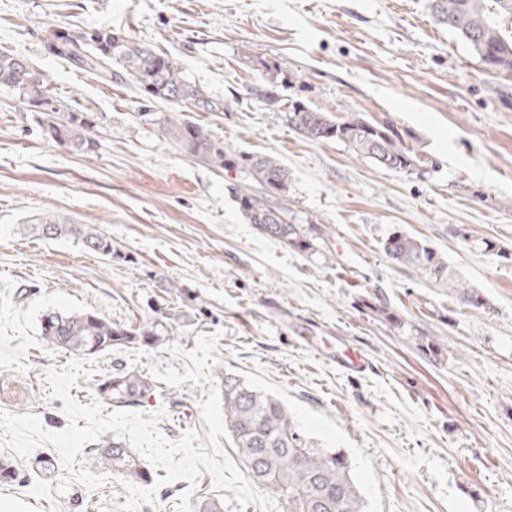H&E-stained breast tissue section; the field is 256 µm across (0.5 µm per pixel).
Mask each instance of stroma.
Segmentation results:
<instances>
[{"instance_id":"1","label":"stroma","mask_w":512,"mask_h":512,"mask_svg":"<svg viewBox=\"0 0 512 512\" xmlns=\"http://www.w3.org/2000/svg\"><path fill=\"white\" fill-rule=\"evenodd\" d=\"M429 0H0V49L41 70L62 108L93 113L98 148L76 155L48 140L36 113L0 86V411L36 414L63 430L48 373L74 359L51 346L40 319L90 311L132 327L161 325L163 341L93 356L94 376L70 394L98 398L97 381L123 368L183 369L169 347L194 349L218 334V364L277 396L320 448H340L368 512H512V264L467 247V229L512 249V74L490 69L437 23ZM112 28L176 55L220 112H192L240 153H271L289 174L288 217L321 230L306 256L259 234L233 191L238 173L178 153L157 119L173 106L101 83L49 54L48 29ZM295 99L343 117L359 112L409 129L429 166L377 167L339 141L296 134L272 104ZM49 214L94 224L112 243L102 257L74 238L21 232ZM401 228L427 240L488 298V311L454 306L447 289L391 263L382 242ZM379 294L403 320L393 328L362 305ZM452 309L446 326L429 305ZM444 341L436 360L426 340ZM361 355L353 371L346 352ZM201 387L157 382L136 410L171 442L187 432L207 446ZM0 459L18 473L0 499L23 512H114L126 479L72 483L58 451ZM222 512L240 507L209 474L162 486L156 506L183 494Z\"/></svg>"}]
</instances>
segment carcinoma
<instances>
[{
    "label": "carcinoma",
    "instance_id": "1",
    "mask_svg": "<svg viewBox=\"0 0 512 512\" xmlns=\"http://www.w3.org/2000/svg\"><path fill=\"white\" fill-rule=\"evenodd\" d=\"M436 21L469 44L482 62L494 50L497 71L512 73V30L503 19L512 15V0H429ZM46 48L76 68L104 83L124 78L132 82L147 100L170 105H190L193 112H222L224 103L210 98L188 80L178 59L149 45L107 28L90 31L52 29ZM0 86L19 94L32 112L47 116L46 138L67 146L73 153L96 151V117L90 112L61 108L49 89L44 74L26 58L0 51ZM161 134L171 140L185 157L217 170L243 174V189L251 194L237 200L247 223L262 235L278 240L293 251H317V229L288 222L272 223L275 211L287 213L288 169L272 155H241L224 146L203 126L181 115L159 121ZM288 124L303 138L344 143L359 158L399 172H411L424 160L417 139L396 122H371L350 112L343 118L313 109L299 100L288 106ZM26 230L47 238L73 237L87 250L101 256L112 254V243L98 226L75 224L52 215L29 224ZM457 236L465 244L501 261L512 262V250L487 240L471 238L462 230ZM385 256L395 265L410 269L432 283L448 288V296L461 307L487 310L488 299L478 288L459 280L448 260L427 242L399 228L383 242ZM364 307L392 326L401 323L397 313L379 296L364 300ZM41 333L51 345L84 355H98L128 344L150 347L161 337L152 327H127L88 311L43 315ZM224 425L237 448L248 478L266 493L286 501L287 512H365V501L352 476L345 452L336 448H315L295 423L285 405L271 394L259 391L233 374H224ZM101 396L115 408L142 402L155 392L148 378L118 369L97 385ZM102 468L136 483L151 481L148 465L130 448L107 443L95 449Z\"/></svg>",
    "mask_w": 512,
    "mask_h": 512
}]
</instances>
